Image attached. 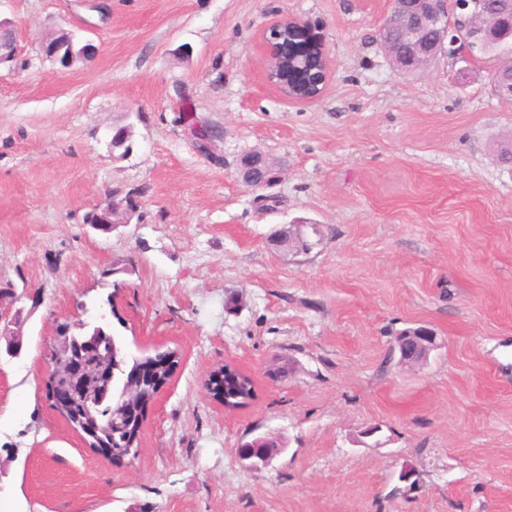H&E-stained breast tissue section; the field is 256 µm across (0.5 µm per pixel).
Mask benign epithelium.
<instances>
[{"instance_id": "7a95c632", "label": "benign epithelium", "mask_w": 512, "mask_h": 512, "mask_svg": "<svg viewBox=\"0 0 512 512\" xmlns=\"http://www.w3.org/2000/svg\"><path fill=\"white\" fill-rule=\"evenodd\" d=\"M495 19L486 26L478 24L481 0H393L390 13L380 28L385 51H390L387 37L398 31L408 46L406 57L398 62L400 69L407 70L417 61H431L439 54L468 61L483 52L489 43H506L512 35V0H497ZM302 40L300 26L284 18L273 24L266 34V42L273 48V57L268 68V78L280 87L290 99L314 101L321 94L320 85L325 76L310 80L304 63L316 59L321 67L326 62L320 54L311 51ZM45 55L53 60L62 61L70 66L78 59L88 57L86 47H74L73 37L61 32L42 42ZM492 87L501 98L512 100V72L504 74L494 72ZM240 180L249 188H270L278 181V175L267 167L265 156L260 153L245 155L238 168ZM318 232V225L298 222L280 231L274 242L288 241L289 248L297 253H308L314 247L311 235ZM436 347L434 330L420 325L406 329L395 338L391 346L393 359L401 367L423 360ZM99 351L97 337L80 338L68 331L61 333L53 345L55 353L51 369L45 378L49 390V401L55 407H67L77 397L89 404L95 403L107 393L112 382V372L92 371L86 362L87 356ZM172 360L162 363L155 360H141L127 380L126 395L128 403L144 407L142 394L147 384L159 379L161 370L168 368ZM235 367L224 365V372H215L208 379L207 393L210 398L225 396L227 387L239 388L241 379L234 373ZM95 442L93 451L109 459H118L110 440L98 433L90 435ZM264 439L256 437L251 447L253 451L242 455L250 461V466L258 469L266 466L282 450H269L262 447Z\"/></svg>"}]
</instances>
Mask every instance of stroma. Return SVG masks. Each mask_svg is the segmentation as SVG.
<instances>
[{
    "instance_id": "35a3bbf8",
    "label": "stroma",
    "mask_w": 512,
    "mask_h": 512,
    "mask_svg": "<svg viewBox=\"0 0 512 512\" xmlns=\"http://www.w3.org/2000/svg\"><path fill=\"white\" fill-rule=\"evenodd\" d=\"M387 8L0 0L17 40L0 64V289L27 294L20 355L0 336V512H512V104L490 57L394 70ZM287 16L327 59L313 102L265 76L263 35ZM57 31L91 58H46ZM249 152L280 172L264 210L236 176ZM116 191L138 217L85 223ZM297 220L320 226L309 253L270 245ZM81 323L130 357L179 354L135 458L95 454L48 402L51 347ZM421 324L427 360L382 369ZM228 362L253 383L233 411L205 388ZM263 433L286 449L254 470L237 451Z\"/></svg>"
}]
</instances>
